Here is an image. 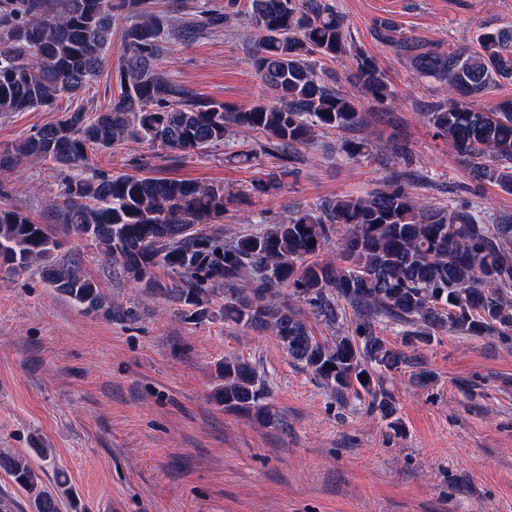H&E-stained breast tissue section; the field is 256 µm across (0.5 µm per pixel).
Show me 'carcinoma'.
Instances as JSON below:
<instances>
[{"label":"carcinoma","instance_id":"obj_1","mask_svg":"<svg viewBox=\"0 0 512 512\" xmlns=\"http://www.w3.org/2000/svg\"><path fill=\"white\" fill-rule=\"evenodd\" d=\"M237 7L238 0H206L178 24V38L194 41L238 15ZM122 12L133 22L124 32L128 56L112 105L94 114L67 112L0 150V170L23 158L50 159L70 170L47 205L55 223L0 206V270L33 268L65 299L110 315L112 305L82 271L80 255L53 260L59 235L91 240L120 276L195 308L198 317L222 297L224 319L270 332L328 389L368 397L386 419L396 412L395 400L376 372L414 364L404 349L428 344L440 331L512 340V215L489 224L464 202L434 209L396 175L365 197L324 199L227 241L221 232L193 230L224 219L235 196L221 186L138 174L83 176L92 146L132 138L191 153L225 143L228 129L237 127L263 135V150L280 161V174L257 180L256 188L279 189V176L289 173L315 130L362 124L357 100L323 69L322 61L348 53L344 17L329 0H250V24L259 33L253 66L273 101L235 111L199 100L159 71L171 18L154 10L153 0H0V114L51 108L59 94L85 89L106 66L112 21ZM396 32L389 20L374 28L416 73L448 85V101L428 113L429 123L468 160L474 179L512 193V99L471 104L492 84L512 80V27L482 29L472 52H440ZM353 60L354 84L376 100L389 97L386 73L375 60L361 51ZM343 152L366 156L369 142L349 140ZM332 244L335 258L321 259ZM158 267L168 282L155 278ZM341 299L357 317L330 341L315 336L291 304L303 303L334 327L344 318ZM385 318L403 327L402 347L379 336L377 323ZM222 378L218 403L272 420L267 387L252 365L226 361ZM0 469L29 494L30 512H60L63 496L71 512H89L63 472L49 489L42 470L25 458L0 455Z\"/></svg>","mask_w":512,"mask_h":512}]
</instances>
